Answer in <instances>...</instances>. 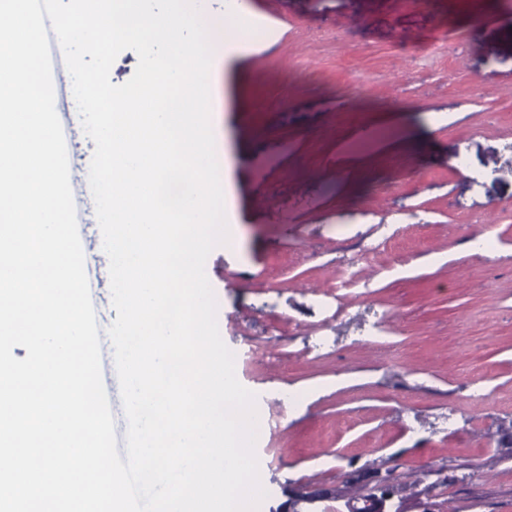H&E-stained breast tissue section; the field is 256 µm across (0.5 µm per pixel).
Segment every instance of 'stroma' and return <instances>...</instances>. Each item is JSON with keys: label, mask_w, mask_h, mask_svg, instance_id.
Listing matches in <instances>:
<instances>
[{"label": "stroma", "mask_w": 512, "mask_h": 512, "mask_svg": "<svg viewBox=\"0 0 512 512\" xmlns=\"http://www.w3.org/2000/svg\"><path fill=\"white\" fill-rule=\"evenodd\" d=\"M239 7L247 47L216 60L210 87L238 243L205 273L266 412L263 512L311 489L346 512L388 470L385 512H512V0H485L478 20L460 0L204 4ZM53 88L81 186L95 144L69 72ZM82 209L103 330L109 262L92 196ZM363 242L382 248L337 291ZM101 368L122 453L106 338Z\"/></svg>", "instance_id": "obj_1"}]
</instances>
